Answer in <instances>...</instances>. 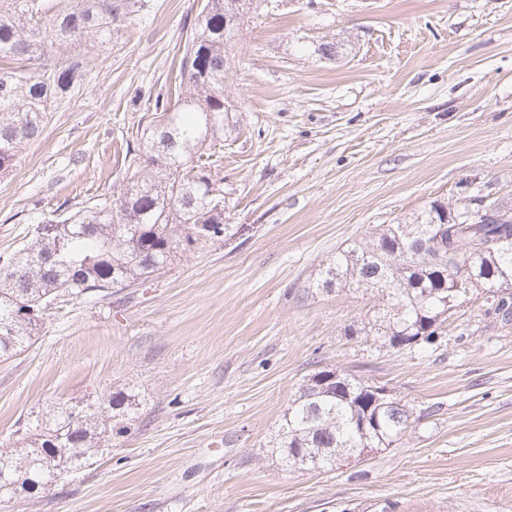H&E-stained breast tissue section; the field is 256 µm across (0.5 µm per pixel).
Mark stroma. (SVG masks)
Instances as JSON below:
<instances>
[{
	"instance_id": "1",
	"label": "stroma",
	"mask_w": 512,
	"mask_h": 512,
	"mask_svg": "<svg viewBox=\"0 0 512 512\" xmlns=\"http://www.w3.org/2000/svg\"><path fill=\"white\" fill-rule=\"evenodd\" d=\"M146 2L0 173V254L124 185L202 4ZM247 10L212 169L230 234L142 287L49 310L32 345L0 358V449L59 405L140 400L103 454L0 512H512V321L476 293L433 344L397 350L364 333L377 293L314 285L337 247L430 201L512 202V0ZM323 367L402 400L404 443L332 470L287 463L276 431Z\"/></svg>"
}]
</instances>
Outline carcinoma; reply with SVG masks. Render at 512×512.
Segmentation results:
<instances>
[{"label": "carcinoma", "mask_w": 512, "mask_h": 512, "mask_svg": "<svg viewBox=\"0 0 512 512\" xmlns=\"http://www.w3.org/2000/svg\"><path fill=\"white\" fill-rule=\"evenodd\" d=\"M245 17L246 0H203L186 43L177 99L158 97L141 133L142 152L130 159L127 184L87 210L38 222L36 238L0 254V358L32 341L37 326L61 303L112 288H138L164 273L176 254L221 241L224 197L204 172L203 148L224 147L226 47L239 28L224 29V4ZM137 0H0V171L21 146L38 139L47 115L81 86L86 57L75 42L112 40L137 12ZM460 223L448 205L432 201L411 220L378 224L367 242L352 240L320 271L317 287L374 290L386 297L369 333L402 350L431 342L449 296L479 291L494 314L512 320V204L482 195L464 197ZM33 315H20L22 309ZM368 381L321 369L301 385L283 415L276 447L322 448L314 468L333 452L402 443L412 413L393 397L370 400ZM95 410L74 421L73 408L33 425L35 437L0 466L22 467L46 485L87 462L84 452L126 432L123 419L138 406L132 389L87 402Z\"/></svg>", "instance_id": "carcinoma-1"}]
</instances>
